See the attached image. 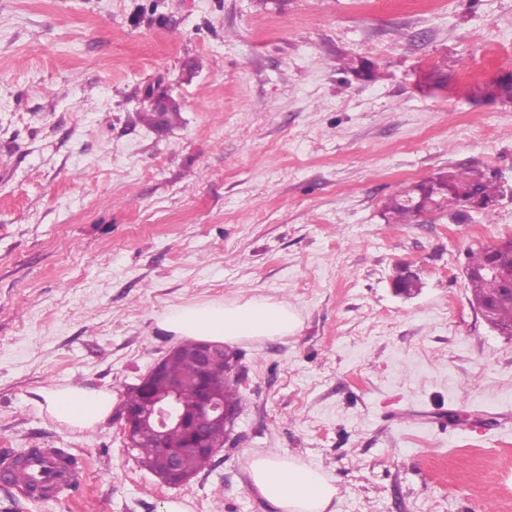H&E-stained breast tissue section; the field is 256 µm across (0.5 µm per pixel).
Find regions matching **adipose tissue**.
<instances>
[{
	"label": "adipose tissue",
	"instance_id": "1",
	"mask_svg": "<svg viewBox=\"0 0 512 512\" xmlns=\"http://www.w3.org/2000/svg\"><path fill=\"white\" fill-rule=\"evenodd\" d=\"M298 326V317L288 306L266 299L187 304L170 310L157 323L166 335L215 343L285 336ZM36 395L42 410L74 431L102 424L113 409L111 392L89 386L43 387ZM246 472L250 489L271 512H336L332 478L293 457L255 456Z\"/></svg>",
	"mask_w": 512,
	"mask_h": 512
}]
</instances>
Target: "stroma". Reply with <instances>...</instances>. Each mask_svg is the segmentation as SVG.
<instances>
[{
    "instance_id": "stroma-1",
    "label": "stroma",
    "mask_w": 512,
    "mask_h": 512,
    "mask_svg": "<svg viewBox=\"0 0 512 512\" xmlns=\"http://www.w3.org/2000/svg\"><path fill=\"white\" fill-rule=\"evenodd\" d=\"M509 71L512 0H0V462L79 471L57 500L0 481V512H268L246 466L269 454L333 478L338 512H512V337L464 276L512 238V102L475 96ZM159 103L180 122L144 123ZM464 167L509 187L492 212L385 223ZM252 298L300 327L234 344L237 443L182 486L34 402L120 400L170 308Z\"/></svg>"
}]
</instances>
